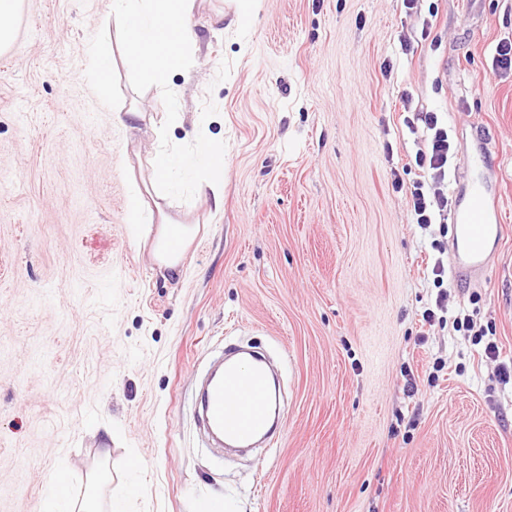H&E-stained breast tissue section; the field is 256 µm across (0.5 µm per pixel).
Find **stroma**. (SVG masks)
Returning <instances> with one entry per match:
<instances>
[{
	"instance_id": "1",
	"label": "stroma",
	"mask_w": 512,
	"mask_h": 512,
	"mask_svg": "<svg viewBox=\"0 0 512 512\" xmlns=\"http://www.w3.org/2000/svg\"><path fill=\"white\" fill-rule=\"evenodd\" d=\"M233 18L196 0L192 72L144 88L117 54L105 104L87 52L115 33L112 0H21L0 53V512H41L62 469L76 498L95 484L127 512H512V0H258ZM208 112L224 205L166 207L199 227L176 275L131 237L128 196ZM417 112L448 127L449 204L465 155L494 147L504 236L467 288L434 287L453 242L410 212L429 180ZM464 316L497 357L453 331ZM240 342L279 369L285 419L220 460L192 393Z\"/></svg>"
}]
</instances>
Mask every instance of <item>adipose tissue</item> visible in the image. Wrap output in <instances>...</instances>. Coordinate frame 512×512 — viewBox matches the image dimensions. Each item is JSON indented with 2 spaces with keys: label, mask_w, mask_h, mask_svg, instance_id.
Returning <instances> with one entry per match:
<instances>
[{
  "label": "adipose tissue",
  "mask_w": 512,
  "mask_h": 512,
  "mask_svg": "<svg viewBox=\"0 0 512 512\" xmlns=\"http://www.w3.org/2000/svg\"><path fill=\"white\" fill-rule=\"evenodd\" d=\"M195 0H112V20L119 39H101L90 49L87 74L101 101L112 98L109 75L114 64L115 48H122L136 63L138 84L163 86L170 73L189 71L196 61L197 42L185 21L194 8ZM196 157L186 161L176 152L160 151L150 156V186L155 201H168L173 190L171 178L182 172L203 193H210L215 206L224 204V144L198 137ZM127 222L135 236L152 239V254L156 264L176 273L192 243L195 227L164 221L154 224L152 212L141 188H134L129 197ZM42 512H125L122 501H110L101 507L96 494L74 500L63 478H56L47 491Z\"/></svg>",
  "instance_id": "adipose-tissue-1"
}]
</instances>
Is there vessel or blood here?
Segmentation results:
<instances>
[{
    "mask_svg": "<svg viewBox=\"0 0 512 512\" xmlns=\"http://www.w3.org/2000/svg\"><path fill=\"white\" fill-rule=\"evenodd\" d=\"M489 147H481L469 158L468 167L476 176L464 182L461 197L463 209L450 218L453 232L461 245L450 260L452 276L460 282L485 277L491 255L497 250L502 235L499 195L479 172L489 156ZM240 349L226 350L221 373L210 375L194 411L209 432L223 438L229 448H247L270 433L269 416L274 404L268 375L262 358L251 355L249 370H241L237 360Z\"/></svg>",
    "mask_w": 512,
    "mask_h": 512,
    "instance_id": "b4317fda",
    "label": "vessel or blood"
}]
</instances>
